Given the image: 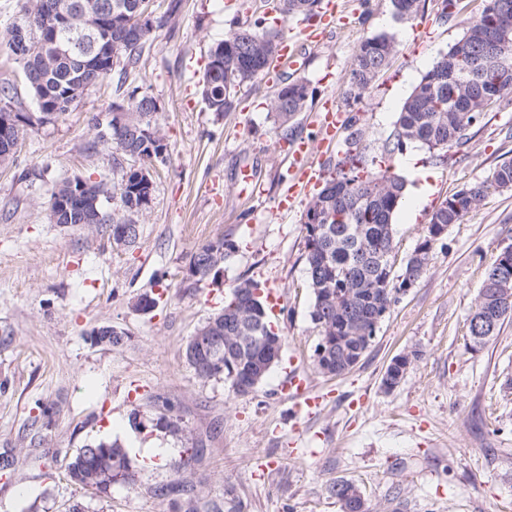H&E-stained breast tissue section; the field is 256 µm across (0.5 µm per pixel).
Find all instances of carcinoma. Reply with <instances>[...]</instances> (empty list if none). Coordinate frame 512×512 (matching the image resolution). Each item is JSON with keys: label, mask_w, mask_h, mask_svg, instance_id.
I'll return each instance as SVG.
<instances>
[{"label": "carcinoma", "mask_w": 512, "mask_h": 512, "mask_svg": "<svg viewBox=\"0 0 512 512\" xmlns=\"http://www.w3.org/2000/svg\"><path fill=\"white\" fill-rule=\"evenodd\" d=\"M64 0H18V20L40 29L47 27L49 36L27 43L18 55L6 50L20 65L21 80L0 76V101L17 102L18 84H23L40 109L50 108L61 116L70 110L69 94L79 85L97 86L113 74L118 75L116 92H124L120 105L124 108L121 129H112L113 156L120 168L118 201L112 214L104 212L102 184L87 182L85 193L90 202L82 207L59 208L68 196L70 180L58 182L49 200V219L55 224H136L143 215L140 198L146 193L139 170H150L168 158L167 144L157 122V109L150 106L147 94L132 89L124 91L130 75L139 67L146 38L153 29L168 24L179 9L172 0L154 27L137 30L127 26L136 14L140 0H70L72 4L96 6L94 21L104 23L96 48L83 53H69L66 45L71 32L65 27L47 24L49 12ZM320 0H277L275 11L282 19L300 17L310 21L319 15ZM444 15L458 18L463 35L448 51L439 55L425 72L398 112L394 128L383 145L387 156L418 143L427 148L435 165L448 162V152L464 145L469 132L485 112L500 105L512 95V41L502 42L500 34L512 30V0H483L475 14H463L461 0H442ZM394 16L414 20L421 11V0H390ZM279 43V33L268 28L266 18L259 16L244 22L224 35L209 49L202 81V99L207 109L217 116L236 111L237 94L252 84L268 69ZM397 53V42L390 34L367 37L357 46L350 71V88L346 99H359L369 90L378 74ZM313 100L309 83L297 78L288 82V95L273 100L271 113L277 128L286 131L296 116L308 110ZM26 127L0 129V162L10 163L14 155L6 154L7 146L19 141ZM363 132L356 128L346 135L345 153L328 164L333 176L307 203L304 213L319 212L323 219L305 230V262L308 287L312 290L311 321L319 329L320 338L330 337L328 357L316 360L317 368L330 375L349 372L365 354L373 341L382 313L397 302L399 288L395 281L391 253L394 229L392 218L403 203L405 180L382 167L376 157L360 149ZM131 159L133 163L124 165ZM512 189V158L502 161L485 180L465 186L443 200L432 213L424 236L416 245V256L407 260L401 272L422 277L428 270L432 250L438 238L435 227L461 223L492 192ZM223 249L208 241L198 246L189 258L205 279L213 264L222 265L235 252L232 241L222 237ZM512 278V258L496 254L485 270L484 279L472 313L469 334L472 348L481 349L498 336L504 320L500 309L512 307V298L502 297L497 287L502 275ZM259 287L247 279L232 287L231 299L217 314L213 336L224 337V370L207 371L191 361L189 365L203 379L224 378L234 391L248 393V380L258 369L270 370L274 361L267 352L271 344L260 340L270 334L262 297L251 298V290ZM406 365L395 361L387 366L382 385L390 390L401 382ZM102 443L86 446L88 456L76 454L69 466L72 482L85 487L86 465ZM109 467L112 484L135 485V472L128 449L109 443ZM328 495L340 504L342 512H369L361 490L351 481L336 479L326 487Z\"/></svg>", "instance_id": "obj_1"}]
</instances>
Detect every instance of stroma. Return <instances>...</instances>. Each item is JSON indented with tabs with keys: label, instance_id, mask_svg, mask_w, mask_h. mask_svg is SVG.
Returning a JSON list of instances; mask_svg holds the SVG:
<instances>
[{
	"label": "stroma",
	"instance_id": "obj_1",
	"mask_svg": "<svg viewBox=\"0 0 512 512\" xmlns=\"http://www.w3.org/2000/svg\"><path fill=\"white\" fill-rule=\"evenodd\" d=\"M355 17L305 48L291 69L307 79L314 106L344 100L360 41L393 33L398 52L357 104L369 155L377 156L400 107L440 52L458 40L457 19L439 20L440 0L421 19L396 21L389 0H350ZM261 0H180L173 26L153 30L135 80L159 106L169 159L158 167L150 209L135 245L115 246L108 225L54 224L55 184L81 177L116 193L112 145H94L92 117L116 101L115 79L92 88L53 123L28 128L12 163L0 165V512H186L234 499L239 512H341L325 492L339 478L358 484L372 512H388L401 487L403 512H512V318L472 349L467 322L490 259L512 243V190L489 194L450 225L415 288L391 306L359 363L331 377L315 365L319 330L309 311L304 204L278 213L288 179V143L270 116L275 85L256 79L236 111L208 112L198 82L208 50L236 23L262 15ZM412 152L433 187L415 220L399 208L394 262L403 267L431 214L462 187L484 180L512 156V100L486 112L447 164ZM254 169L264 192L237 194V173ZM27 179H20L21 171ZM223 237L236 250L216 276L187 278L194 249ZM250 279L284 302L270 320L282 336L279 361L248 395L196 375L185 347L221 311L231 287ZM157 298L148 312L140 294ZM111 326L117 346L91 332ZM412 360L396 388L382 376L401 353ZM311 380L321 404L293 417L289 373ZM179 433L156 429L160 416ZM120 442L135 487L98 495L72 483L67 466L85 444ZM189 460L188 495L156 496L174 463Z\"/></svg>",
	"mask_w": 512,
	"mask_h": 512
}]
</instances>
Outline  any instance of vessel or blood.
<instances>
[{
    "label": "vessel or blood",
    "instance_id": "b4317fda",
    "mask_svg": "<svg viewBox=\"0 0 512 512\" xmlns=\"http://www.w3.org/2000/svg\"><path fill=\"white\" fill-rule=\"evenodd\" d=\"M322 39V34L317 33L315 29L299 28L293 36L284 38L279 45L276 52L279 65L295 64L299 56V43L317 44ZM347 122V113L337 108L334 101L329 100L313 115L312 124L318 131L317 137H300L289 141L292 180L278 204L279 210H291L299 197L310 194L312 189L319 185L324 170L317 164L316 156L334 145L337 131L344 128Z\"/></svg>",
    "mask_w": 512,
    "mask_h": 512
}]
</instances>
